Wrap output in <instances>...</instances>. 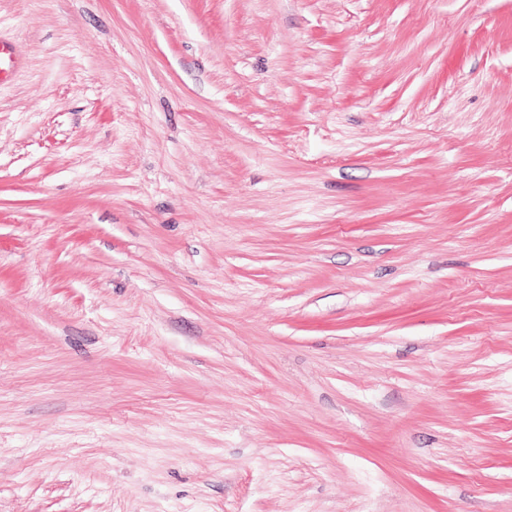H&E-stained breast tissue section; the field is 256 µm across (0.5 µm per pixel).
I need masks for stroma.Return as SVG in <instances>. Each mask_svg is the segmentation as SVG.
<instances>
[{
    "mask_svg": "<svg viewBox=\"0 0 512 512\" xmlns=\"http://www.w3.org/2000/svg\"><path fill=\"white\" fill-rule=\"evenodd\" d=\"M0 36V512H512V0ZM19 64L14 45L0 39V82L10 79Z\"/></svg>",
    "mask_w": 512,
    "mask_h": 512,
    "instance_id": "stroma-1",
    "label": "stroma"
}]
</instances>
